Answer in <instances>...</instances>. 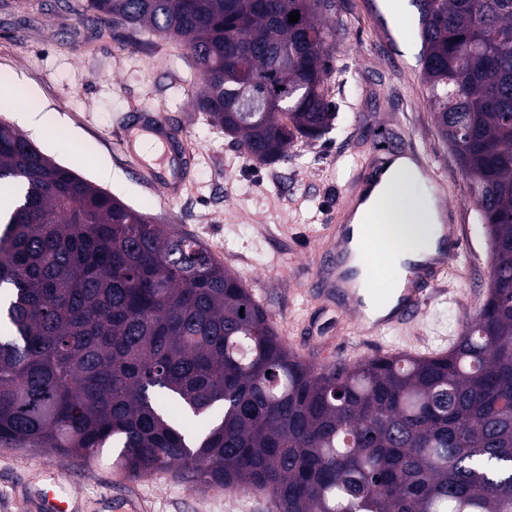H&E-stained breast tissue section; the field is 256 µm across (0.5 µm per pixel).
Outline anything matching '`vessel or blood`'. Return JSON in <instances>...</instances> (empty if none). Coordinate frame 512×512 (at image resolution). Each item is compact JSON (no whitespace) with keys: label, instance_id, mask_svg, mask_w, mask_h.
Here are the masks:
<instances>
[{"label":"vessel or blood","instance_id":"1","mask_svg":"<svg viewBox=\"0 0 512 512\" xmlns=\"http://www.w3.org/2000/svg\"><path fill=\"white\" fill-rule=\"evenodd\" d=\"M143 134L153 136L166 147L167 167L149 170L142 174V181L160 186L167 199L177 198L192 155L186 130L170 125L159 114L145 113L124 129L123 149H132L136 139ZM389 161L386 155L373 161L351 159L353 176L346 187L342 216L329 227L326 246L318 255L310 281V294L321 301L325 309L354 314L353 333L362 341L378 338L388 328L413 322L437 293L442 275L447 274L462 245L461 225H439L434 254L404 263L397 287L382 294V302L392 305L389 313L376 318L368 315L364 298L359 293L357 277L359 268L370 267L371 257L366 250L357 251L352 247L354 219L359 206L380 184ZM30 508L32 512H76V505L70 497L44 488L32 494Z\"/></svg>","mask_w":512,"mask_h":512}]
</instances>
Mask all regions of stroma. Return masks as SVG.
Masks as SVG:
<instances>
[{
  "mask_svg": "<svg viewBox=\"0 0 512 512\" xmlns=\"http://www.w3.org/2000/svg\"><path fill=\"white\" fill-rule=\"evenodd\" d=\"M43 2V8L21 10L14 0H0V84L12 89L0 100V119L15 124L19 111L37 113V128L23 131L37 149L93 183L100 172H111L105 190L222 252L225 267L277 332L301 337L320 324L336 337L335 358L381 354L378 344L352 340V315L321 313L307 289L323 227L341 204L347 154L410 140L446 181L448 219L462 225L463 242L445 294L387 344L427 355L444 351L476 317L491 278L487 233L433 119L410 0H403L399 18L389 0H334L322 16L332 33L326 93L337 114L334 128L319 140L293 143L287 161L275 165L247 162L220 127L194 111L200 77L173 38L119 29L94 41V20L69 19L53 10L54 0ZM135 110L164 114L190 134L196 162L175 201L130 168L134 161L155 166V159L130 157L119 146ZM111 462L108 448L81 459L0 447V512H28L26 497L51 475L73 495L78 512H227L230 490L192 486L174 470L131 481Z\"/></svg>",
  "mask_w": 512,
  "mask_h": 512,
  "instance_id": "stroma-1",
  "label": "stroma"
}]
</instances>
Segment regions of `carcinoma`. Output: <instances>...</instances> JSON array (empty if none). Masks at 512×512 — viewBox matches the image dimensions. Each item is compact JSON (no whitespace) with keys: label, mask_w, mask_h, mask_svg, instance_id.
<instances>
[{"label":"carcinoma","mask_w":512,"mask_h":512,"mask_svg":"<svg viewBox=\"0 0 512 512\" xmlns=\"http://www.w3.org/2000/svg\"><path fill=\"white\" fill-rule=\"evenodd\" d=\"M411 2L433 118L491 247L482 308L448 351L315 368L207 244L1 121L16 187L0 212L1 446L91 458L110 443L130 479L177 467L279 512H512V0ZM54 7L101 35L177 38L201 75L195 111L251 162L331 128V0Z\"/></svg>","instance_id":"1"}]
</instances>
